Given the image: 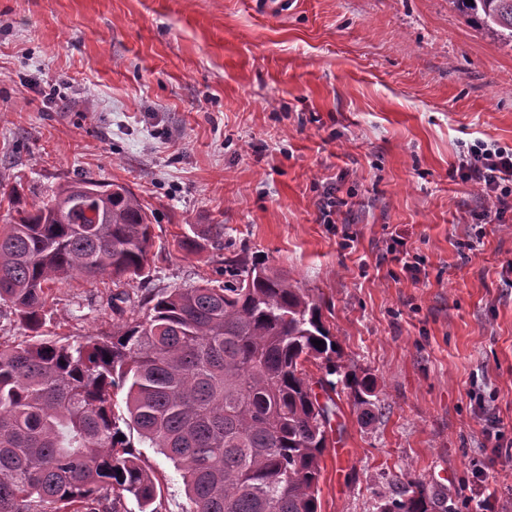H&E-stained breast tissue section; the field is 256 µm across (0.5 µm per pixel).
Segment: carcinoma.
I'll return each instance as SVG.
<instances>
[{
	"label": "carcinoma",
	"mask_w": 512,
	"mask_h": 512,
	"mask_svg": "<svg viewBox=\"0 0 512 512\" xmlns=\"http://www.w3.org/2000/svg\"><path fill=\"white\" fill-rule=\"evenodd\" d=\"M512 47V0H452ZM0 225V302L31 332L0 344V512H158L155 475L122 425L169 459L185 512H320L332 397L348 391L366 420L382 411L374 380L342 372L319 308L260 263L228 260L214 288L151 294L112 330L76 344L42 334L51 284L75 275L149 276L147 208L125 185L82 178ZM323 344L316 346L314 341ZM319 360L328 378L313 380ZM126 388L128 417L113 390ZM378 512H448V499L405 476Z\"/></svg>",
	"instance_id": "cac0c4a2"
}]
</instances>
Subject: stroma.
<instances>
[{"instance_id": "35a3bbf8", "label": "stroma", "mask_w": 512, "mask_h": 512, "mask_svg": "<svg viewBox=\"0 0 512 512\" xmlns=\"http://www.w3.org/2000/svg\"><path fill=\"white\" fill-rule=\"evenodd\" d=\"M478 142L512 148V47L452 0H291L279 17L253 0H0V224L12 187L29 205L82 177L126 184L154 233L129 306L223 285L237 255L304 288L385 404L366 422L338 398L321 512H377L404 471L474 512L477 464L512 512V456L493 452L512 443V210L489 215L459 171ZM211 224L223 249L181 248ZM115 291L57 282L46 335L122 324ZM127 437L159 512H183L172 463Z\"/></svg>"}]
</instances>
